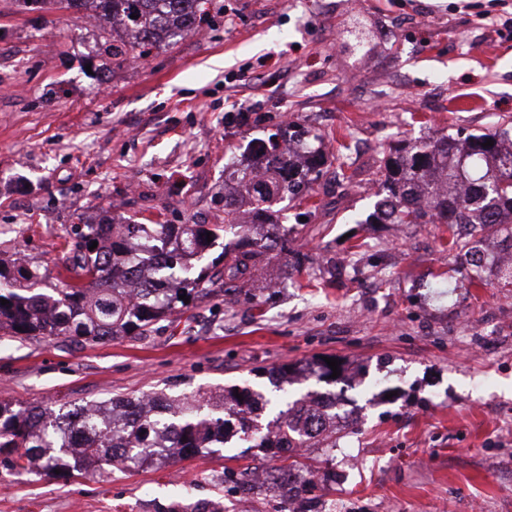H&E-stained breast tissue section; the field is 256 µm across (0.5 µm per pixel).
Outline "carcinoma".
<instances>
[{"label": "carcinoma", "mask_w": 512, "mask_h": 512, "mask_svg": "<svg viewBox=\"0 0 512 512\" xmlns=\"http://www.w3.org/2000/svg\"><path fill=\"white\" fill-rule=\"evenodd\" d=\"M102 22L100 37L121 26L134 33L112 57L123 61L146 58L178 35L200 25L208 15L209 0H92ZM137 18L132 19L130 15ZM492 146H483L487 140ZM320 137L291 121L259 141V156L243 166H224L236 186L224 194L222 224H85L77 232L70 273L62 287L46 294L37 291L38 271L26 266L0 267V332L10 336H78L89 342L117 336H147L154 325L184 305L180 296H197L224 281L234 291L259 276L267 256L288 251L287 216L273 202L303 199L328 163L336 164L344 180V157H329ZM384 179L366 224H446L452 229L450 250L461 263L481 249L483 239L500 237L502 250L512 251V180L491 182L512 172V126L502 124L488 133L464 138L442 134L423 141L400 140L384 155ZM212 241H207L206 233ZM232 235L223 251L206 266L202 253L220 234ZM166 254L161 276L176 281L156 292L131 256L133 241ZM98 242L89 249L92 242ZM490 269L512 282V258L472 267L468 284L483 281ZM242 398H237L236 394ZM322 397L318 392L286 403V409L265 428L248 418L267 406L281 403L249 387H226L179 400L153 396L163 414L141 415L143 399H113L94 405V417L84 420L88 405L52 416L48 408L12 409L0 404V455L15 474H83L90 466L127 467L162 465L173 457L188 458L226 444V415L239 418L240 432L251 448H334L336 417L327 418L323 433L313 435L306 416ZM124 408L129 418L114 419ZM85 434L83 454L72 451L71 439ZM300 470L299 484L279 485L285 499L300 500L310 491L315 475L294 461L273 474L284 479Z\"/></svg>", "instance_id": "carcinoma-1"}]
</instances>
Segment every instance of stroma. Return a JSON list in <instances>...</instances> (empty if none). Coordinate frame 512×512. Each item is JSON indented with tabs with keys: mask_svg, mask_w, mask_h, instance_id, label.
Instances as JSON below:
<instances>
[{
	"mask_svg": "<svg viewBox=\"0 0 512 512\" xmlns=\"http://www.w3.org/2000/svg\"><path fill=\"white\" fill-rule=\"evenodd\" d=\"M199 33L115 63L83 13L0 0V262L23 255L58 287L78 224L224 218V153L284 119L355 170L313 185L316 216L263 261L265 292L223 284L155 332L85 343L0 335V403L16 408L238 384L347 391L357 431L303 459L336 481L307 512H512V284L467 285L443 224H369L383 151L512 120V0H212ZM342 360L333 384L315 362ZM280 450L225 448L163 467L18 476L0 512H158L182 498L222 512H283L224 468L272 469Z\"/></svg>",
	"mask_w": 512,
	"mask_h": 512,
	"instance_id": "obj_1",
	"label": "stroma"
}]
</instances>
